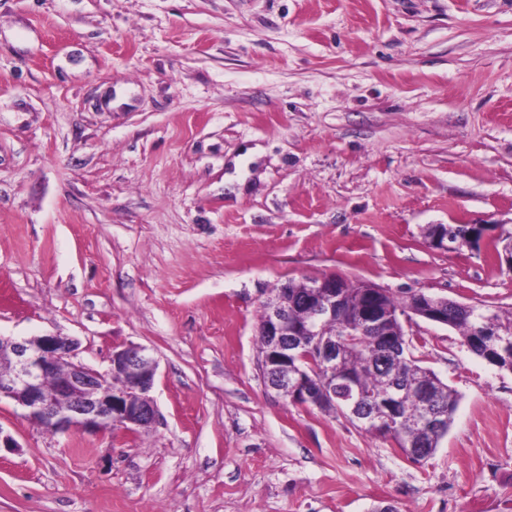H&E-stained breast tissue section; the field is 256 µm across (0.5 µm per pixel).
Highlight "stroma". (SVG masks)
I'll list each match as a JSON object with an SVG mask.
<instances>
[{
  "label": "stroma",
  "mask_w": 512,
  "mask_h": 512,
  "mask_svg": "<svg viewBox=\"0 0 512 512\" xmlns=\"http://www.w3.org/2000/svg\"><path fill=\"white\" fill-rule=\"evenodd\" d=\"M509 232L512 0H0V336L159 363L122 445L0 400V512H512V373L456 329L402 320L460 396L420 463L257 349L290 279L512 311ZM446 225V226H445ZM464 225V224H463ZM460 224H430L425 229V238L430 243L434 237L435 230L438 226H445V228H440V231L434 240V245L436 248L443 251H452L456 246V239L451 235H448V227L451 230L456 231V235H460L464 238V233L467 230V227H463ZM286 289V284L280 286L279 289L274 291V293L264 301L266 313L265 310H263L261 326L258 331L259 363L263 361V359L268 358L271 348L270 340L267 336L272 340L273 349L284 352L280 340L283 336H288V334L295 329L293 321L288 318V292ZM263 330L267 336H265ZM285 367L286 369L282 370ZM288 367L290 368L288 361L281 364H274L267 359L266 364H263L262 370L268 376V386L277 391L287 390L289 393L288 398L301 405H309L313 402L318 403L328 396L335 397L333 391L321 385L316 377L307 378L303 375L302 371L297 373L295 371L288 372ZM271 370L278 372L276 378L270 377Z\"/></svg>",
  "instance_id": "stroma-1"
}]
</instances>
